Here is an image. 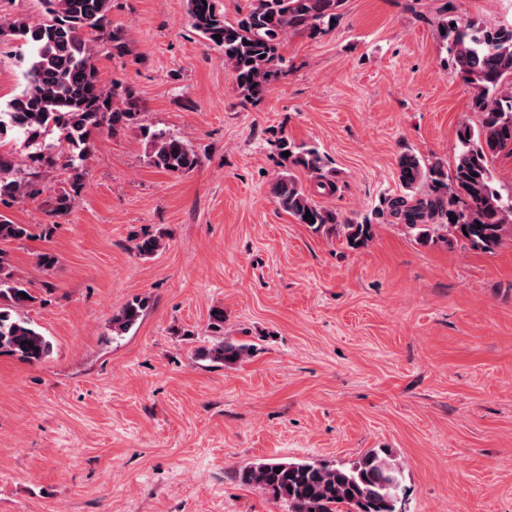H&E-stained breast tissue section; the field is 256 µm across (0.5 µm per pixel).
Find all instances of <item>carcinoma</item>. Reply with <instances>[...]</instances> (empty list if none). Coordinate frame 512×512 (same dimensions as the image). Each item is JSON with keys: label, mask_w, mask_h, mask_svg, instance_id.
I'll return each instance as SVG.
<instances>
[{"label": "carcinoma", "mask_w": 512, "mask_h": 512, "mask_svg": "<svg viewBox=\"0 0 512 512\" xmlns=\"http://www.w3.org/2000/svg\"><path fill=\"white\" fill-rule=\"evenodd\" d=\"M343 0H250L240 19L229 22L218 0H187L191 28L224 54V65L243 96L261 99L285 73L280 53L293 33L311 37L336 26ZM45 14L37 23L0 22L5 36L29 47L32 56L21 91L0 108V136H24L33 151L22 164L0 141V202L36 200L46 191L41 170L60 167L69 188L57 193L50 213L68 212L83 188L87 162L103 130H130L146 140L151 166L184 175L200 166V155L182 136L150 130L141 124L140 105L127 89L99 83L95 65L99 39L106 30L110 0H42ZM436 35L451 67L469 88L468 110L478 119L457 131L453 164L412 152L398 159L399 181L406 195L388 197L378 214L405 225L422 243L439 241L493 253L512 240V191L495 186L491 160L512 154V23L488 26L438 8ZM57 138L47 141L45 133ZM285 171L271 192L278 207L313 232H334L352 250L365 248L374 236L368 215L348 218L316 200L294 174L302 170L323 195L336 192L324 173V156L315 146L298 144L283 134L275 140ZM289 156H282L283 152ZM425 185L427 194L415 188ZM311 214V220L304 219ZM456 221H451V218ZM32 238L31 225L0 214V355L41 364L53 350L51 340L25 316L40 297L13 270L6 246ZM159 238H137L138 255L150 257ZM149 308L136 298L112 317V335L133 329ZM254 345L230 337L195 350L198 360L231 364L253 353ZM399 465L384 448L367 451L353 466L269 460L249 463L233 473L244 486L257 487L286 504L288 512H396Z\"/></svg>", "instance_id": "1"}]
</instances>
